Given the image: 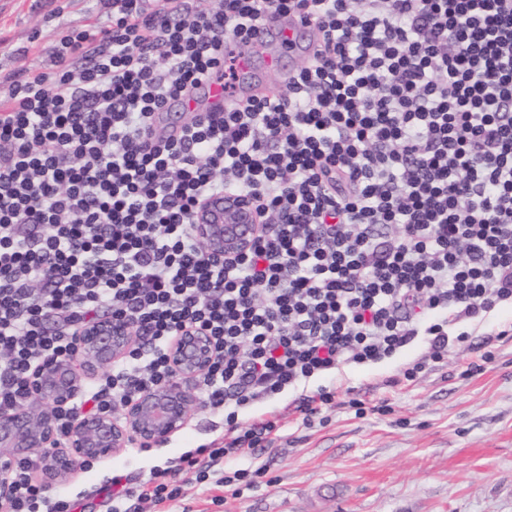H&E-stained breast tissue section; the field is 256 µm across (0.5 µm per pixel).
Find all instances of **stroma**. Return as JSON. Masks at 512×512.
Instances as JSON below:
<instances>
[{"instance_id": "stroma-1", "label": "stroma", "mask_w": 512, "mask_h": 512, "mask_svg": "<svg viewBox=\"0 0 512 512\" xmlns=\"http://www.w3.org/2000/svg\"><path fill=\"white\" fill-rule=\"evenodd\" d=\"M106 22L96 0H0V77L41 63L70 28ZM20 46L27 56L16 55ZM510 324L509 303L450 327L456 343L448 357L397 387L386 379L424 357V339L288 390L274 403L281 429L272 445L226 463L229 472L259 470L256 486L236 493L211 479L195 482L168 512H512V336L501 334ZM486 347L494 361L472 370ZM321 386L387 400L390 410L361 417L334 406L303 425L295 403ZM223 432V415L193 410L165 444L130 445L78 471L63 490L82 494L85 512H111L112 476L148 477Z\"/></svg>"}]
</instances>
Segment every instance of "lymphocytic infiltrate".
<instances>
[{"label": "lymphocytic infiltrate", "instance_id": "f902f5d3", "mask_svg": "<svg viewBox=\"0 0 512 512\" xmlns=\"http://www.w3.org/2000/svg\"><path fill=\"white\" fill-rule=\"evenodd\" d=\"M46 65L0 95V410L67 359L100 305L142 342L59 417L107 411L172 377L186 328L216 355L198 389L224 432L149 478L112 479V512L184 497L278 416L240 409L345 364L376 363L512 301V0H100ZM299 18L316 40L284 90L196 113L172 102L235 81L228 39ZM255 196L267 225L237 258L206 256L187 216ZM14 468L10 512H75Z\"/></svg>", "mask_w": 512, "mask_h": 512}]
</instances>
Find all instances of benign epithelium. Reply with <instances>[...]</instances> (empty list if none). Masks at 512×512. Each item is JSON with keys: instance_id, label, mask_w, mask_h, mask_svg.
Here are the masks:
<instances>
[{"instance_id": "7a95c632", "label": "benign epithelium", "mask_w": 512, "mask_h": 512, "mask_svg": "<svg viewBox=\"0 0 512 512\" xmlns=\"http://www.w3.org/2000/svg\"><path fill=\"white\" fill-rule=\"evenodd\" d=\"M189 222L208 255L229 259L253 246L262 219L251 195L226 192L198 204ZM140 342L141 336L126 321L99 317L82 329L72 358H48L41 363L30 389L36 404L0 410L3 512L13 465L38 448L52 447L58 436L59 411L69 408L103 369L125 359ZM214 356V345L204 332L194 328L180 332L168 348L171 380L140 393L118 416L110 411L77 415L70 426L68 448L36 460L39 484L47 490L63 486L86 463L117 456L134 441L144 447L167 441L186 425L192 406L199 403L187 382L204 374Z\"/></svg>"}]
</instances>
